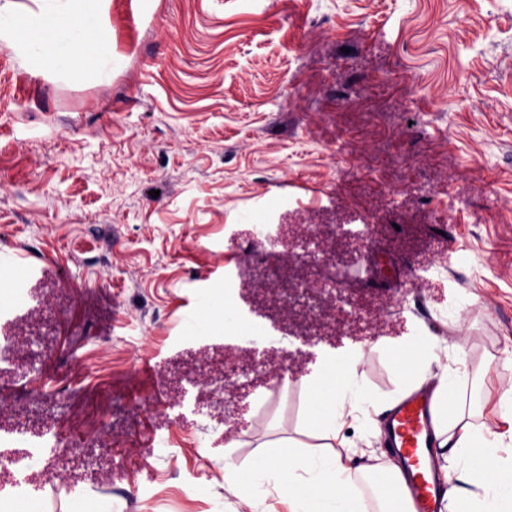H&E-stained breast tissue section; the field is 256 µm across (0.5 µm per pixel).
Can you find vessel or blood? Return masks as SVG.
Here are the masks:
<instances>
[{"label": "vessel or blood", "mask_w": 512, "mask_h": 512, "mask_svg": "<svg viewBox=\"0 0 512 512\" xmlns=\"http://www.w3.org/2000/svg\"><path fill=\"white\" fill-rule=\"evenodd\" d=\"M49 261H31L25 275L18 282V290H26L32 283L49 276ZM385 426L394 451L407 466V491L414 502L416 512H440V489L446 473L430 446L431 412L430 398L416 392L401 402L385 419Z\"/></svg>", "instance_id": "1"}]
</instances>
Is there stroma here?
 I'll return each instance as SVG.
<instances>
[{
    "label": "stroma",
    "mask_w": 512,
    "mask_h": 512,
    "mask_svg": "<svg viewBox=\"0 0 512 512\" xmlns=\"http://www.w3.org/2000/svg\"><path fill=\"white\" fill-rule=\"evenodd\" d=\"M112 71L68 80L0 43V302L22 262L50 259L49 377L94 391L111 455L92 488L37 493L41 512H246L227 467L297 436L298 387L200 401L185 421L166 373L224 345L199 321L230 298L241 331L265 268L303 253L299 226L378 225L346 292L385 307L336 344L302 346L290 379L355 349L372 390L395 376L374 347L419 332L461 353L457 408L504 429L512 386V0H106ZM427 280L411 283L420 266ZM148 364L151 374L136 368ZM155 405L145 411L144 403Z\"/></svg>",
    "instance_id": "35a3bbf8"
}]
</instances>
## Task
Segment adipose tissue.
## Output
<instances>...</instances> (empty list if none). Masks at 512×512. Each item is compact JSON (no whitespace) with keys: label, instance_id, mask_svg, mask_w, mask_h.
<instances>
[{"label":"adipose tissue","instance_id":"obj_1","mask_svg":"<svg viewBox=\"0 0 512 512\" xmlns=\"http://www.w3.org/2000/svg\"><path fill=\"white\" fill-rule=\"evenodd\" d=\"M33 2L21 16L0 6V35L24 63L67 75L93 52L111 61L109 35L99 25L103 0ZM85 32L93 33L91 43L81 42ZM382 354L396 374L394 389L383 396L371 390L358 360L349 357L328 361L319 377L298 380L303 396L300 430L334 441L337 447L311 455L291 440L266 453L263 467L246 460L226 472V486L242 494L249 512H266L273 491L287 500L288 512H364L356 477L377 469L385 477L384 512H415L405 492L403 466L392 460L374 466L373 454L348 441L343 431L356 426L362 415L386 413L425 385L432 388L437 449L453 463L444 495L446 512H512V429L475 427L452 413L449 404L458 393V381L446 364L453 356L447 342L417 336Z\"/></svg>","mask_w":512,"mask_h":512}]
</instances>
